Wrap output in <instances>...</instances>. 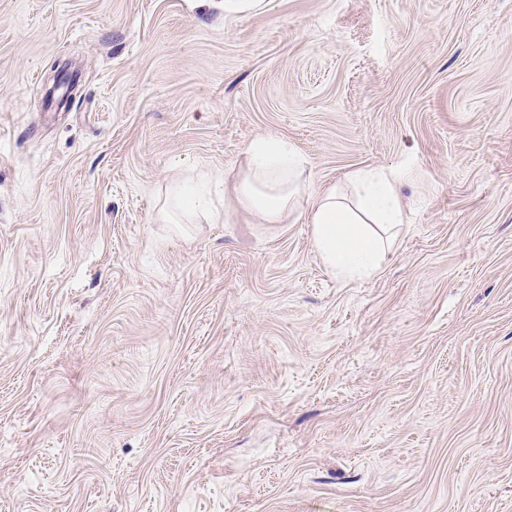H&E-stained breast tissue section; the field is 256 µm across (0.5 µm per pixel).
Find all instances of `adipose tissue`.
Here are the masks:
<instances>
[{
	"instance_id": "obj_1",
	"label": "adipose tissue",
	"mask_w": 512,
	"mask_h": 512,
	"mask_svg": "<svg viewBox=\"0 0 512 512\" xmlns=\"http://www.w3.org/2000/svg\"><path fill=\"white\" fill-rule=\"evenodd\" d=\"M247 163L231 183L238 205L264 224L283 223L303 211L323 264L343 279H365L380 269L404 221L397 185L403 172L357 171L352 196L336 188L307 194L302 175L307 159L283 138L265 136L247 149ZM212 212L209 191L184 183L170 187L159 216L190 224Z\"/></svg>"
}]
</instances>
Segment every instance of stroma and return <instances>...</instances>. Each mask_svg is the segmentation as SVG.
<instances>
[{"mask_svg": "<svg viewBox=\"0 0 512 512\" xmlns=\"http://www.w3.org/2000/svg\"><path fill=\"white\" fill-rule=\"evenodd\" d=\"M260 136L408 171L376 275ZM0 512H512V0H0ZM246 155V166L231 183L242 209L262 224H281L302 207L312 224L314 249L332 273L342 279H365L377 273L404 224L397 189L403 172H354L349 177L351 199L336 187L308 195L301 179L307 159L288 140L261 137ZM211 213L210 191L175 183L167 192L159 216L169 224H192L200 217L208 219Z\"/></svg>", "mask_w": 512, "mask_h": 512, "instance_id": "1", "label": "stroma"}]
</instances>
